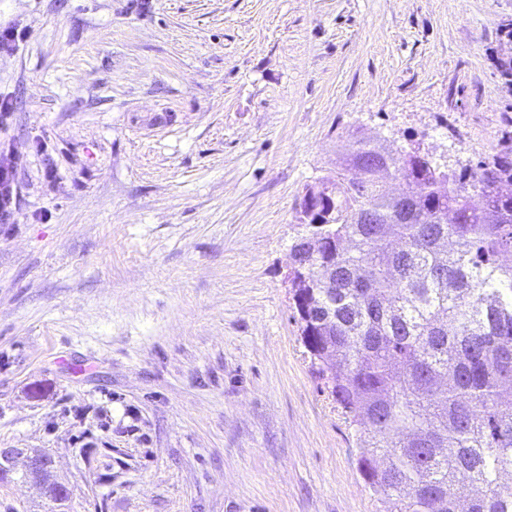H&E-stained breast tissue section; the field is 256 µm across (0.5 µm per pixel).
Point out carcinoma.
Segmentation results:
<instances>
[{
    "mask_svg": "<svg viewBox=\"0 0 512 512\" xmlns=\"http://www.w3.org/2000/svg\"><path fill=\"white\" fill-rule=\"evenodd\" d=\"M318 189L289 281L365 483L384 512H512V158L445 171L356 138Z\"/></svg>",
    "mask_w": 512,
    "mask_h": 512,
    "instance_id": "carcinoma-1",
    "label": "carcinoma"
}]
</instances>
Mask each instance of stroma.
Returning a JSON list of instances; mask_svg holds the SVG:
<instances>
[{"mask_svg": "<svg viewBox=\"0 0 512 512\" xmlns=\"http://www.w3.org/2000/svg\"><path fill=\"white\" fill-rule=\"evenodd\" d=\"M0 512H381L287 279L349 131L512 150V0H0ZM16 162L10 147L0 148V224H10L16 210ZM40 456L43 458V461L41 462V467L38 469V471L35 473V476H30L26 473V475L32 477L36 481H39V483L42 485V488L44 490V494L49 497L50 499L54 501H62L66 498L67 493L66 490L60 486L57 485L55 482L52 481L51 477V457L46 454H40Z\"/></svg>", "mask_w": 512, "mask_h": 512, "instance_id": "35a3bbf8", "label": "stroma"}]
</instances>
